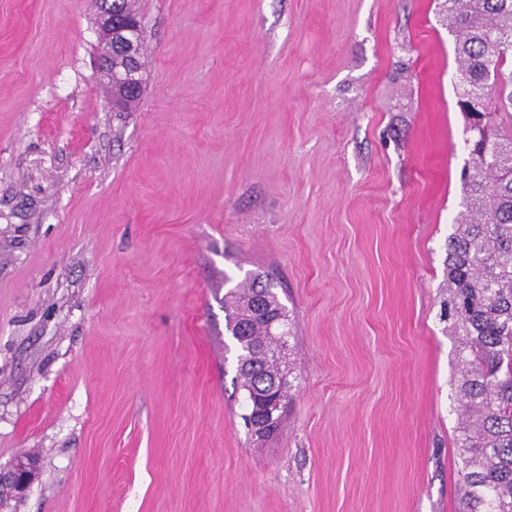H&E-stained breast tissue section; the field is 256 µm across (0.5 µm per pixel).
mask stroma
Listing matches in <instances>:
<instances>
[{"label": "stroma", "instance_id": "35a3bbf8", "mask_svg": "<svg viewBox=\"0 0 512 512\" xmlns=\"http://www.w3.org/2000/svg\"><path fill=\"white\" fill-rule=\"evenodd\" d=\"M442 0H138L113 111L93 0H0V512H458L439 320L469 159ZM291 318L244 425L224 295ZM283 409V403H273L269 405L266 411L267 417L255 419L250 426L254 436L259 440H267L272 438L274 435L277 437L283 427L285 414L279 417L275 424L273 422L280 414L283 413ZM34 462L26 456L20 457L7 474L0 472V482L5 480L17 492H23L28 487L34 474Z\"/></svg>", "mask_w": 512, "mask_h": 512}]
</instances>
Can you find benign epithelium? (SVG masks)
I'll return each mask as SVG.
<instances>
[{
    "label": "benign epithelium",
    "mask_w": 512,
    "mask_h": 512,
    "mask_svg": "<svg viewBox=\"0 0 512 512\" xmlns=\"http://www.w3.org/2000/svg\"><path fill=\"white\" fill-rule=\"evenodd\" d=\"M100 63L105 68L112 64L113 50L123 53L126 58L127 68L116 76L122 84L142 85L141 69L138 67L139 46L137 35L142 31V21L137 17L128 19L124 24L118 25L112 20V7L105 5L98 14ZM284 404L273 403L268 406L266 416L254 420L251 431L260 440H267L275 435L273 422L283 413ZM34 474V462L32 459L20 457L12 469L6 473H0V481L5 480L17 492H23L28 487Z\"/></svg>",
    "instance_id": "benign-epithelium-1"
}]
</instances>
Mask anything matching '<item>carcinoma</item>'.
Here are the masks:
<instances>
[{
	"label": "carcinoma",
	"mask_w": 512,
	"mask_h": 512,
	"mask_svg": "<svg viewBox=\"0 0 512 512\" xmlns=\"http://www.w3.org/2000/svg\"><path fill=\"white\" fill-rule=\"evenodd\" d=\"M118 21L139 14L112 0ZM460 62L459 106L470 160L446 244L440 320L457 343L459 512H512V134L493 112H512V0H443ZM492 102L495 111L488 110ZM248 423L290 381L267 349L287 346L290 319L270 281L255 275L225 295Z\"/></svg>",
	"instance_id": "obj_1"
}]
</instances>
